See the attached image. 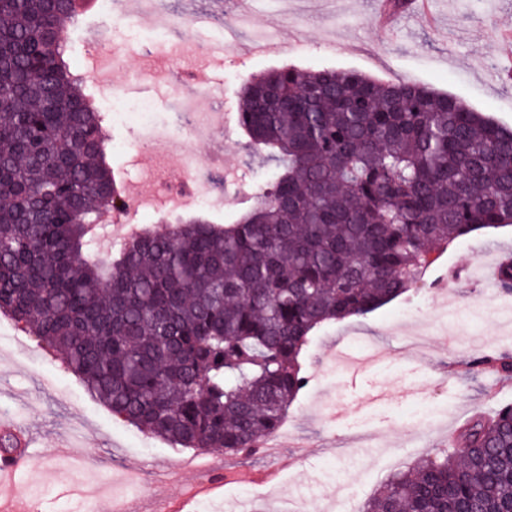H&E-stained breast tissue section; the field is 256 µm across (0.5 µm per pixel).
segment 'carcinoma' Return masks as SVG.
<instances>
[{
	"label": "carcinoma",
	"instance_id": "1",
	"mask_svg": "<svg viewBox=\"0 0 512 512\" xmlns=\"http://www.w3.org/2000/svg\"><path fill=\"white\" fill-rule=\"evenodd\" d=\"M74 0H0V312L60 351L112 416L175 447L255 452L306 387L319 325L404 294L435 250L512 224V128L356 72L246 78L238 124L274 168L251 205L96 258L117 180L71 72ZM512 376V354L467 362ZM360 512H512V404L389 477Z\"/></svg>",
	"mask_w": 512,
	"mask_h": 512
}]
</instances>
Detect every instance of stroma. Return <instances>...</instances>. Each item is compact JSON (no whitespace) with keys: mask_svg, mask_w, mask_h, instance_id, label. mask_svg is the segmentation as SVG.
I'll return each instance as SVG.
<instances>
[{"mask_svg":"<svg viewBox=\"0 0 512 512\" xmlns=\"http://www.w3.org/2000/svg\"><path fill=\"white\" fill-rule=\"evenodd\" d=\"M375 0H252V25L274 34L272 52L250 56L227 45L216 25L194 32L204 55L174 60L170 35L131 14L110 17L90 11L80 18L69 43V61L79 68L87 34L112 23L116 41L126 44L127 62L108 84L92 86L97 109L110 112L112 88L119 85L155 112L166 114L168 82L198 89L201 112L226 114L221 135L224 161L212 190L224 201L215 216L243 210L250 198L227 183L228 167L262 173L272 167L252 153L236 122L240 83L251 74L283 66L354 71L386 83H414L448 93L495 121L512 127V76L491 83L489 68H507L502 36L512 26V0H429L428 12L396 11L392 26L374 22ZM129 155L113 157L124 185L143 192L155 170L177 181L175 162L159 164L127 132ZM512 257V226L489 228L459 238L444 249L423 277L402 296L365 316L330 321L315 329L301 363L309 383L288 411L276 435L282 465L268 468L264 450L227 457L168 442L112 416L84 383L68 372L62 354L49 352L11 317L0 314V416L24 425L32 436L29 464L15 487L37 498L45 512H74L77 501L63 485L81 480L97 490L98 502L124 500L130 512H151L155 496L195 494L201 477L221 473L220 495L197 496L194 512H275L277 503H301L305 512H351L393 473L418 458L448 448V438L478 413L512 404V378L468 374L465 362L494 350L512 352V326L503 294L491 276L503 256ZM448 302L460 315L477 308L482 316L469 335L442 328L423 356L403 347L405 336L427 331L436 306ZM387 347L390 358L352 369L340 366L338 349L350 338ZM78 435L82 465L70 467L58 443Z\"/></svg>","mask_w":512,"mask_h":512,"instance_id":"35a3bbf8","label":"stroma"}]
</instances>
